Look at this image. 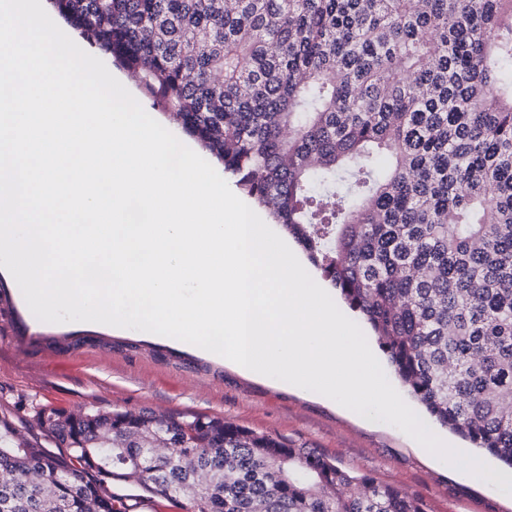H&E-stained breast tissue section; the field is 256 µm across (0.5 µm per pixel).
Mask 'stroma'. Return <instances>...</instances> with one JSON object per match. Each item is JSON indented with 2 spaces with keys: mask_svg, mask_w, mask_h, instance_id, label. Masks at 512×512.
Instances as JSON below:
<instances>
[{
  "mask_svg": "<svg viewBox=\"0 0 512 512\" xmlns=\"http://www.w3.org/2000/svg\"><path fill=\"white\" fill-rule=\"evenodd\" d=\"M78 345L64 349L66 338ZM184 411L311 448L420 500L427 512H512V495L421 452L397 427L313 392L246 374L206 350L99 323H45L0 269V417L35 429L42 408Z\"/></svg>",
  "mask_w": 512,
  "mask_h": 512,
  "instance_id": "obj_1",
  "label": "stroma"
}]
</instances>
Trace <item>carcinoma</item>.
I'll list each match as a JSON object with an SVG mask.
<instances>
[{
	"label": "carcinoma",
	"mask_w": 512,
	"mask_h": 512,
	"mask_svg": "<svg viewBox=\"0 0 512 512\" xmlns=\"http://www.w3.org/2000/svg\"><path fill=\"white\" fill-rule=\"evenodd\" d=\"M51 3L287 230L430 416L512 467V0ZM154 415L45 408L51 448L1 417L0 512H131L130 478L185 512H426L317 451Z\"/></svg>",
	"instance_id": "1"
}]
</instances>
